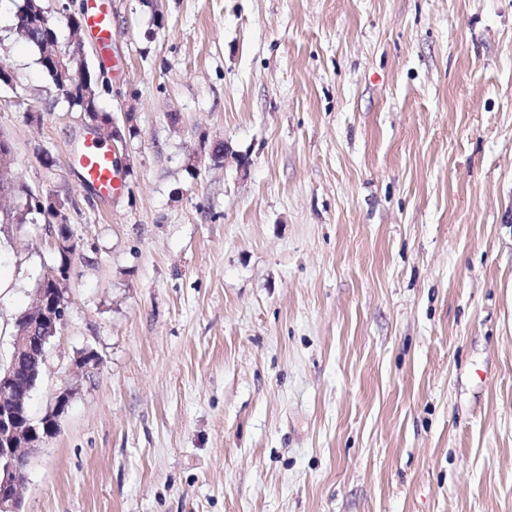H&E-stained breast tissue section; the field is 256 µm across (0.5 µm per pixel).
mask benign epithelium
I'll return each mask as SVG.
<instances>
[{
	"instance_id": "obj_1",
	"label": "benign epithelium",
	"mask_w": 512,
	"mask_h": 512,
	"mask_svg": "<svg viewBox=\"0 0 512 512\" xmlns=\"http://www.w3.org/2000/svg\"><path fill=\"white\" fill-rule=\"evenodd\" d=\"M44 59L57 77L56 96L75 89L74 79L89 78L83 54L62 47L49 37L44 45ZM134 126V114L124 113L123 124L112 120V142L124 143L125 133ZM60 281L50 267L41 281L39 301L25 313L27 324L11 337L8 360H0V512H22L21 492L27 474L18 465L30 451L51 439L59 418L70 401V391L52 394L51 402L38 421L24 415L35 380L47 363V347L65 317V289H59L58 303L46 305L47 285Z\"/></svg>"
}]
</instances>
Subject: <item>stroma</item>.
Segmentation results:
<instances>
[{
    "label": "stroma",
    "instance_id": "obj_1",
    "mask_svg": "<svg viewBox=\"0 0 512 512\" xmlns=\"http://www.w3.org/2000/svg\"><path fill=\"white\" fill-rule=\"evenodd\" d=\"M21 4L8 177L77 246L23 512H512V0H110L107 202ZM54 236L0 224L2 360ZM78 164L84 182L101 196L112 197L125 188L114 168L112 155L92 136L84 141Z\"/></svg>",
    "mask_w": 512,
    "mask_h": 512
}]
</instances>
